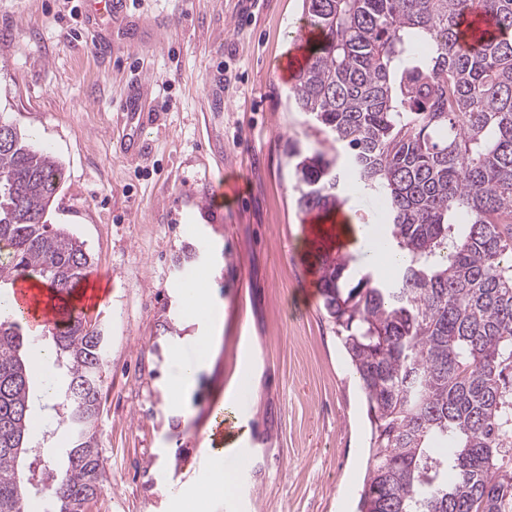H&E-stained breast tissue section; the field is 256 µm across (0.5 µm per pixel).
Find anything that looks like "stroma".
Listing matches in <instances>:
<instances>
[{
	"label": "stroma",
	"mask_w": 512,
	"mask_h": 512,
	"mask_svg": "<svg viewBox=\"0 0 512 512\" xmlns=\"http://www.w3.org/2000/svg\"><path fill=\"white\" fill-rule=\"evenodd\" d=\"M83 2L0 0V116L62 162L48 219L84 241L87 279L107 294L89 313L109 352L93 512H233L218 495L197 505L194 489L210 466L201 442L224 445L214 410L242 389L244 512H357L365 398L323 307L288 156L289 142L316 137L273 73L303 25L301 0H126L128 22L146 24L140 56L123 52L126 30L88 23ZM146 70L158 107L134 160L117 105ZM208 186L222 204L214 221L185 203ZM200 267L224 328L183 396L176 363L208 331L183 295Z\"/></svg>",
	"instance_id": "obj_1"
}]
</instances>
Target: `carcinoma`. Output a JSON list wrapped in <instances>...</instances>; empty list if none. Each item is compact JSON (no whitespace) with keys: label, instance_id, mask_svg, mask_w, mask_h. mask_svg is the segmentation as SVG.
Masks as SVG:
<instances>
[{"label":"carcinoma","instance_id":"1","mask_svg":"<svg viewBox=\"0 0 512 512\" xmlns=\"http://www.w3.org/2000/svg\"><path fill=\"white\" fill-rule=\"evenodd\" d=\"M302 0L317 32L289 99L340 145L297 158L303 214L344 190L382 201L403 253L395 278H356L314 248L324 309L370 421L358 512H512V0ZM58 158L0 118V288L34 274L69 298L91 265L47 215ZM62 370V448L44 457L51 512H85L105 469L96 426L108 367L101 325L49 331ZM34 341L0 319V512H26Z\"/></svg>","mask_w":512,"mask_h":512}]
</instances>
